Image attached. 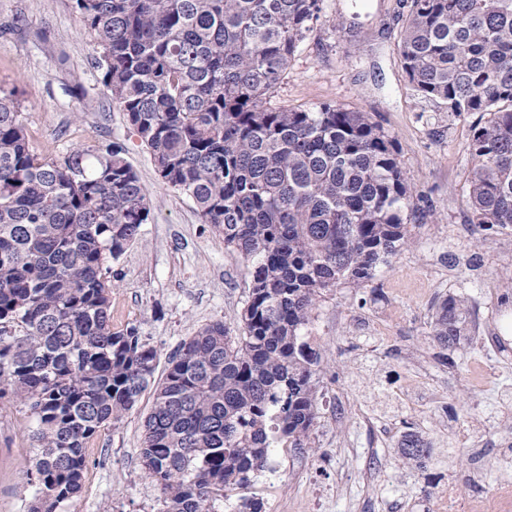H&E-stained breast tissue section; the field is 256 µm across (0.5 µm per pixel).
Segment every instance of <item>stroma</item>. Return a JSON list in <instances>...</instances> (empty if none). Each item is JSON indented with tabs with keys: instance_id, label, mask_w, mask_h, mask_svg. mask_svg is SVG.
<instances>
[{
	"instance_id": "obj_1",
	"label": "stroma",
	"mask_w": 512,
	"mask_h": 512,
	"mask_svg": "<svg viewBox=\"0 0 512 512\" xmlns=\"http://www.w3.org/2000/svg\"><path fill=\"white\" fill-rule=\"evenodd\" d=\"M407 0H322V12L270 97L274 108L326 103L361 110L393 138L413 189L411 243L372 281L325 292L309 333L321 354L311 449L281 448L251 494L265 512H423L425 493L473 466L485 488L512 472V230L477 231L466 204L475 166L469 118L420 99L400 62ZM91 38L73 0H0V90L14 92L30 149L124 143L152 220L112 265V324L136 326L166 365L179 343L217 320L236 327L251 274L194 204L158 176L120 106L103 90ZM446 297L470 309L469 341L452 363L431 337ZM486 362L498 390L468 383ZM152 404L144 395L87 450L80 493L63 512H159L161 492L139 452ZM19 404L0 401V512H27L34 444ZM418 436L430 456L400 453Z\"/></svg>"
}]
</instances>
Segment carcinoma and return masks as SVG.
Wrapping results in <instances>:
<instances>
[{
    "instance_id": "carcinoma-1",
    "label": "carcinoma",
    "mask_w": 512,
    "mask_h": 512,
    "mask_svg": "<svg viewBox=\"0 0 512 512\" xmlns=\"http://www.w3.org/2000/svg\"><path fill=\"white\" fill-rule=\"evenodd\" d=\"M74 2L104 91L162 181L247 262L252 287L240 334L201 327L155 381L157 350L136 326L112 327L111 263L152 212L125 146L39 157L0 92V399L36 424L29 512H62L90 439L153 383L140 459L161 512H215L276 449L309 447L317 300L372 280L408 244L413 192L395 139L368 113L266 106L322 0ZM398 49L418 97L476 116L471 223L512 230V0H410ZM468 319L465 301H438L433 341L458 347ZM401 452L429 457L412 436Z\"/></svg>"
}]
</instances>
